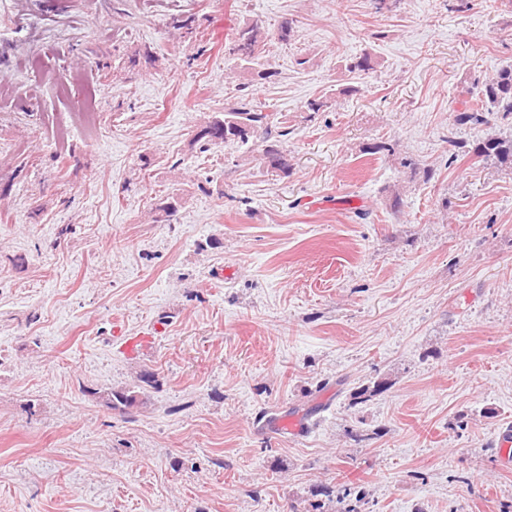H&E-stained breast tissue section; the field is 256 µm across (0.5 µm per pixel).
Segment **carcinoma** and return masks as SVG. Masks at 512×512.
Listing matches in <instances>:
<instances>
[{
  "label": "carcinoma",
  "mask_w": 512,
  "mask_h": 512,
  "mask_svg": "<svg viewBox=\"0 0 512 512\" xmlns=\"http://www.w3.org/2000/svg\"><path fill=\"white\" fill-rule=\"evenodd\" d=\"M262 34L257 26L245 25L237 30L229 53L238 56L241 70L261 79L272 76L263 68L257 48ZM497 115L503 120L512 119V64L499 68L491 77L482 82L478 92L464 107L453 111L448 128L449 142L457 148L451 155V161L460 157L476 159L482 164L505 167L512 170V137H488L469 147L454 137L456 130L462 127H475L489 123V117ZM287 121L272 112H266L245 94L224 104V112L214 116L200 131L197 142L206 150L229 141L246 143L256 136L264 143L263 156L269 166L284 174L288 173V163L283 155V144L288 141ZM107 404L112 408H128L136 402L132 391H108L105 394ZM322 494L336 496L344 503L341 512H360L363 492L352 494L345 487L339 491L325 488Z\"/></svg>",
  "instance_id": "1"
}]
</instances>
